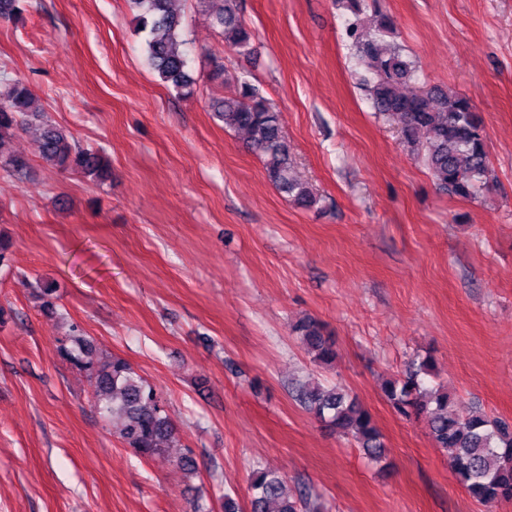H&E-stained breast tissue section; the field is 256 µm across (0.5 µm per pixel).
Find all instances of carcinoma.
Returning <instances> with one entry per match:
<instances>
[{
    "label": "carcinoma",
    "instance_id": "1",
    "mask_svg": "<svg viewBox=\"0 0 512 512\" xmlns=\"http://www.w3.org/2000/svg\"><path fill=\"white\" fill-rule=\"evenodd\" d=\"M351 13L345 35L357 65L359 86L379 115L393 120L402 140L429 169L438 187L461 198H474L489 183L491 168L484 121L466 96L453 91L423 88L405 94L402 86L418 79V68L402 45L386 44L395 23L378 13L375 32L364 27L361 15L366 0H343ZM136 12L138 30L146 33L144 55L149 67L167 87L180 96L193 95L194 84L186 50L184 21L175 0H128ZM224 45L246 56L251 54V32L240 16L239 0H200ZM6 92L0 98V141L14 131L40 121L37 148L42 160L61 172H77L92 182H103L112 172L103 152L82 147L64 128L32 111L35 94L23 81L4 75ZM213 116L224 128L241 131L247 147L264 159L268 179L294 206L311 210L320 197L311 184L294 173V152L283 135L280 114L254 85L238 82L233 97L212 100ZM41 309L57 312L55 287L40 286ZM294 332L315 353V361L330 366L336 349L312 317L301 319ZM64 356L95 380L96 407L105 419L120 420L122 442L141 458L165 453L178 441L176 428L167 416L156 389L117 356L93 358L90 341L82 334L69 337ZM430 360H412L406 372L390 378L383 392L397 413L427 417L432 438L449 451V467L476 500L488 505L512 498V422L479 410L458 412L446 390L427 388L432 376ZM300 405L324 427L351 438L366 458L379 465L385 445L371 414L350 393L337 386L304 384L296 394ZM251 512H317L319 504L288 492L280 472L255 467L250 483Z\"/></svg>",
    "mask_w": 512,
    "mask_h": 512
}]
</instances>
